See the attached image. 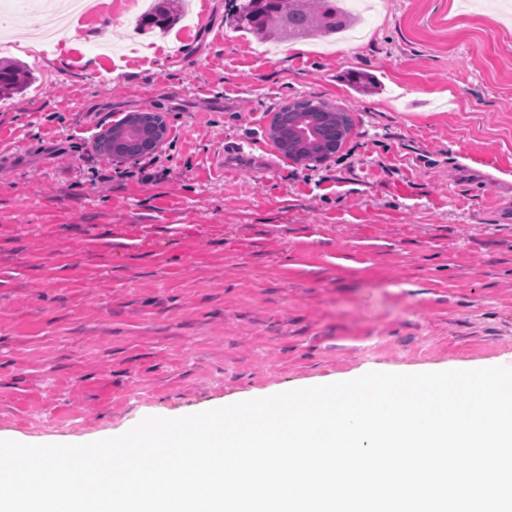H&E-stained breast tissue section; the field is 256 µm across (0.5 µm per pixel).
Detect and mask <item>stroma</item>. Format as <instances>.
I'll return each instance as SVG.
<instances>
[{
  "label": "stroma",
  "instance_id": "35a3bbf8",
  "mask_svg": "<svg viewBox=\"0 0 512 512\" xmlns=\"http://www.w3.org/2000/svg\"><path fill=\"white\" fill-rule=\"evenodd\" d=\"M0 101V440L80 444L292 389L512 367V0H385L286 51L191 0L179 45L94 0ZM314 96L338 154L269 141ZM151 108L157 152L93 137ZM325 112L337 113L334 142H337L338 145L332 154L333 156L339 152L349 133L352 131L353 120L352 116L345 109L331 105L323 100L304 97L282 106L273 116L267 131V136L271 141L275 142L274 137L280 128L282 135L289 133L290 124L293 123L300 114H314V117L318 121H323L324 123L330 122L324 116ZM122 119V118H121ZM114 121L112 125L101 130L94 139V148L101 154L109 156L110 149L112 148V159L116 160L118 157L115 155L116 144L118 140L122 139L126 134L127 130L120 126V120Z\"/></svg>",
  "mask_w": 512,
  "mask_h": 512
}]
</instances>
